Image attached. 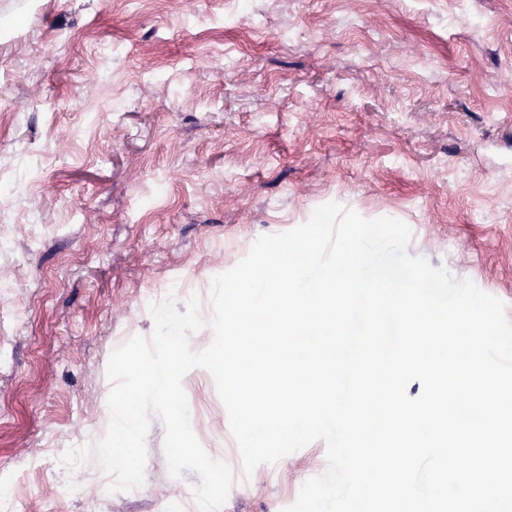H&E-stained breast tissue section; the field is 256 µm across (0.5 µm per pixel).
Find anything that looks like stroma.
Instances as JSON below:
<instances>
[{"label":"stroma","instance_id":"1","mask_svg":"<svg viewBox=\"0 0 512 512\" xmlns=\"http://www.w3.org/2000/svg\"><path fill=\"white\" fill-rule=\"evenodd\" d=\"M336 202L512 321V0H0V477L10 512H198L153 419L142 485L69 449L109 425L112 352L264 234ZM191 428L221 512H284L316 440L245 474L212 374Z\"/></svg>","mask_w":512,"mask_h":512}]
</instances>
